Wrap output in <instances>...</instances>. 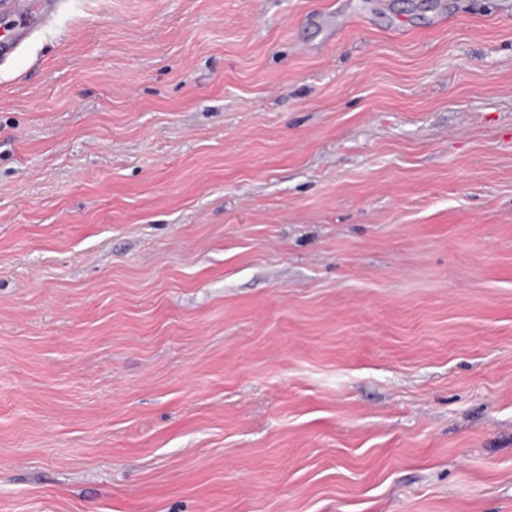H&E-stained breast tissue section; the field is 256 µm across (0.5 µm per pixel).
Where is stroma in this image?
I'll use <instances>...</instances> for the list:
<instances>
[{"label": "stroma", "mask_w": 512, "mask_h": 512, "mask_svg": "<svg viewBox=\"0 0 512 512\" xmlns=\"http://www.w3.org/2000/svg\"><path fill=\"white\" fill-rule=\"evenodd\" d=\"M0 512H512V0H67L0 65Z\"/></svg>", "instance_id": "obj_1"}]
</instances>
